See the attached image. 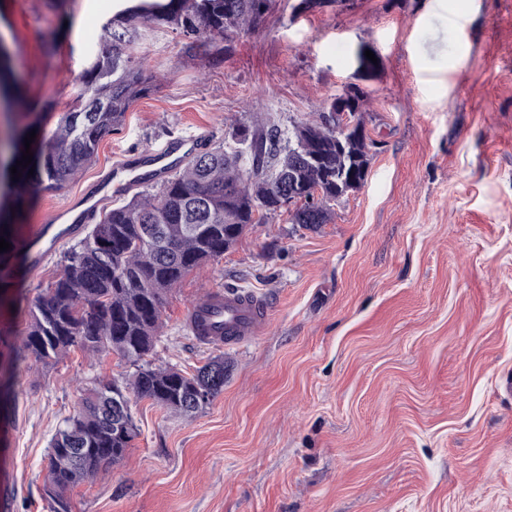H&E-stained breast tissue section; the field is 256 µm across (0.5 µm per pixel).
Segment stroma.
Listing matches in <instances>:
<instances>
[{
	"label": "stroma",
	"mask_w": 512,
	"mask_h": 512,
	"mask_svg": "<svg viewBox=\"0 0 512 512\" xmlns=\"http://www.w3.org/2000/svg\"><path fill=\"white\" fill-rule=\"evenodd\" d=\"M274 0L229 55L141 28L136 54L163 75L61 190H36L19 238L122 155L170 137L224 143L234 119H315L355 83L374 156L363 186L307 230L274 215L168 296L158 366L227 364L224 390L186 419L132 400L138 429L122 461L72 488V512H512V0H346L303 14ZM126 0H0L14 81L48 103L52 134L76 96L104 23ZM58 50L46 55L42 46ZM384 61L356 70L358 47ZM63 241L39 270L10 254L0 306V493L10 512H49L52 436L98 379L132 368L70 352L13 363L29 302L59 272ZM253 290L268 329L207 347L184 326L207 289Z\"/></svg>",
	"instance_id": "obj_1"
}]
</instances>
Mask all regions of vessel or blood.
I'll list each match as a JSON object with an SVG mask.
<instances>
[{
  "mask_svg": "<svg viewBox=\"0 0 512 512\" xmlns=\"http://www.w3.org/2000/svg\"><path fill=\"white\" fill-rule=\"evenodd\" d=\"M207 142L204 135L170 140L114 164L81 197L40 218L27 243L32 266L41 267L62 241L77 236L103 202L170 178L189 155L206 148ZM272 312L270 303L255 292L212 288L189 306L185 324L206 346H239L265 332Z\"/></svg>",
  "mask_w": 512,
  "mask_h": 512,
  "instance_id": "1",
  "label": "vessel or blood"
}]
</instances>
